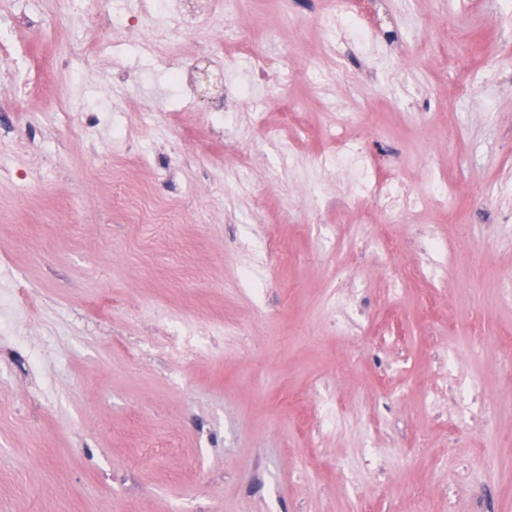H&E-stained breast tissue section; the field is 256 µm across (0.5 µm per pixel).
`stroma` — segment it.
Masks as SVG:
<instances>
[{"mask_svg": "<svg viewBox=\"0 0 512 512\" xmlns=\"http://www.w3.org/2000/svg\"><path fill=\"white\" fill-rule=\"evenodd\" d=\"M116 2L135 31L0 0L20 62L0 73V512H405L409 483L429 512H512L497 0H363L362 43L318 24L336 0H253L261 50L294 74L284 101L225 99L252 72L222 53L224 0H192L168 57L149 43L179 0ZM334 102L373 166L463 194L402 224L357 211L358 178L319 157ZM146 196L181 223H134L122 201ZM457 236L452 268L430 247ZM397 268L419 283L392 286ZM199 326L209 341L173 355Z\"/></svg>", "mask_w": 512, "mask_h": 512, "instance_id": "1", "label": "stroma"}]
</instances>
